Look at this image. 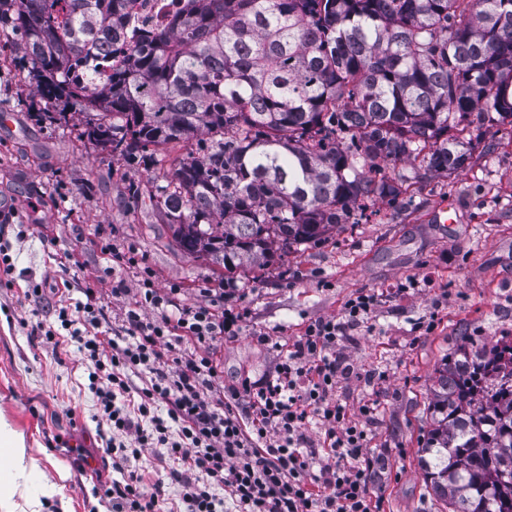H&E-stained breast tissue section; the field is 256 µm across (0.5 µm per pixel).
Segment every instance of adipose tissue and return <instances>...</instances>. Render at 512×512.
Returning a JSON list of instances; mask_svg holds the SVG:
<instances>
[{
    "label": "adipose tissue",
    "mask_w": 512,
    "mask_h": 512,
    "mask_svg": "<svg viewBox=\"0 0 512 512\" xmlns=\"http://www.w3.org/2000/svg\"><path fill=\"white\" fill-rule=\"evenodd\" d=\"M38 467L36 459L5 418L0 417V512H43L48 501L64 500L69 474L58 470L57 479L29 493L27 480Z\"/></svg>",
    "instance_id": "adipose-tissue-1"
}]
</instances>
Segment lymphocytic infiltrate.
Listing matches in <instances>:
<instances>
[{"label": "lymphocytic infiltrate", "instance_id": "obj_1", "mask_svg": "<svg viewBox=\"0 0 512 512\" xmlns=\"http://www.w3.org/2000/svg\"><path fill=\"white\" fill-rule=\"evenodd\" d=\"M98 248L105 274L139 271L122 325H106L92 288L85 303L59 308L58 319L84 356L109 433L105 453L116 477L104 494L112 512H161L159 493L145 492L135 464L146 448L158 463L174 462L169 475L183 512H224L228 500L234 512H374L370 478L380 462L365 453L363 422L376 405L363 404L356 421L337 399L338 380L352 370L336 346L372 312L375 294H358L340 316L308 323L275 376L228 389L216 350L240 335L249 310L218 291L208 303L169 308L136 252L107 237ZM146 307L152 316H143ZM314 422L322 428L316 441L308 434Z\"/></svg>", "mask_w": 512, "mask_h": 512}]
</instances>
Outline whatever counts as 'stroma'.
Here are the masks:
<instances>
[{"label": "stroma", "mask_w": 512, "mask_h": 512, "mask_svg": "<svg viewBox=\"0 0 512 512\" xmlns=\"http://www.w3.org/2000/svg\"><path fill=\"white\" fill-rule=\"evenodd\" d=\"M28 69L14 37L0 34V114L13 118L0 128V242H9L14 264L13 287H0V415L38 460L32 485L67 468L70 512H112L97 490L112 468L87 366L53 314L84 301L91 287L109 322L121 324L128 300L113 297L111 280L100 277L102 230L117 248L137 251L156 288L178 287L175 304L237 285L251 315L218 351L228 387L275 370L278 352L253 333L288 345L310 320L339 315L350 297L377 294L369 325L344 343L354 373L340 380L336 396L354 415L379 402L366 430L367 453L381 460L372 480L380 512H439L418 465L434 372L463 338L512 337V126L471 131L472 156L448 177L422 174L416 161L386 165L387 174L408 177L399 197L377 202L367 218L326 241L228 275L208 259L182 255L149 204L173 160L196 157V143L122 158L84 136L81 109L37 95ZM449 197L460 204L456 223H429L436 202ZM31 281L45 283L43 298L25 296ZM39 325L55 329L58 346L40 342ZM71 408L76 416H68Z\"/></svg>", "instance_id": "35a3bbf8"}]
</instances>
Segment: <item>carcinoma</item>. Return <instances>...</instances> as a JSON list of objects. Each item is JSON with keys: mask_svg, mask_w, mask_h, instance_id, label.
<instances>
[{"mask_svg": "<svg viewBox=\"0 0 512 512\" xmlns=\"http://www.w3.org/2000/svg\"><path fill=\"white\" fill-rule=\"evenodd\" d=\"M131 0H0L29 78L83 105L86 136L131 158L195 140L152 198L177 249L227 272L357 224L422 157L451 175L470 128L512 126V0H189L101 82ZM421 446L448 512H512V340L464 341L435 369Z\"/></svg>", "mask_w": 512, "mask_h": 512, "instance_id": "obj_1", "label": "carcinoma"}]
</instances>
